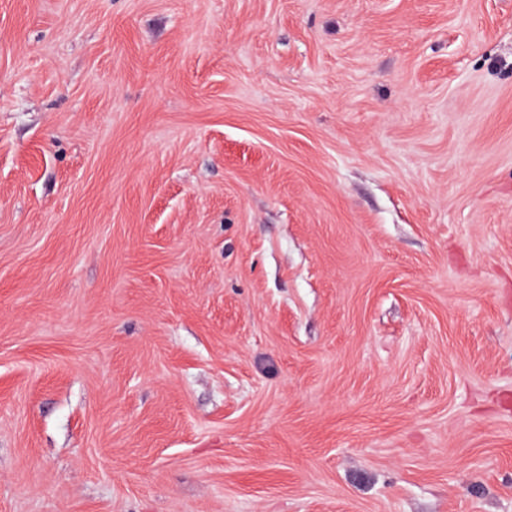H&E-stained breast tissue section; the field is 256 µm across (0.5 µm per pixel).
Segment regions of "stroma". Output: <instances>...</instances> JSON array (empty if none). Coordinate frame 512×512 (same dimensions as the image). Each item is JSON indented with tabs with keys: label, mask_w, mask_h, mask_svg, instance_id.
Wrapping results in <instances>:
<instances>
[{
	"label": "stroma",
	"mask_w": 512,
	"mask_h": 512,
	"mask_svg": "<svg viewBox=\"0 0 512 512\" xmlns=\"http://www.w3.org/2000/svg\"><path fill=\"white\" fill-rule=\"evenodd\" d=\"M0 512H512V0H0Z\"/></svg>",
	"instance_id": "35a3bbf8"
}]
</instances>
